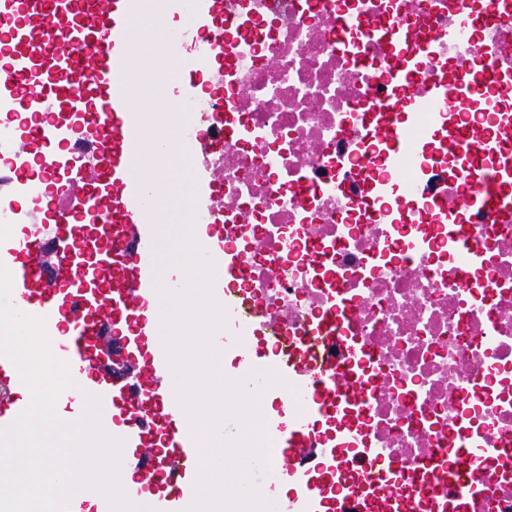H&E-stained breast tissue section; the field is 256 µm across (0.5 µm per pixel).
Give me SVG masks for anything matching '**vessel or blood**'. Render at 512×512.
Instances as JSON below:
<instances>
[{
	"label": "vessel or blood",
	"instance_id": "obj_1",
	"mask_svg": "<svg viewBox=\"0 0 512 512\" xmlns=\"http://www.w3.org/2000/svg\"><path fill=\"white\" fill-rule=\"evenodd\" d=\"M184 2L202 33L206 66L222 63L224 0ZM141 16L142 0H0V217L13 212L15 197L33 203L21 231L0 232V266L11 275L12 304L44 318L53 356L68 364L74 386L97 401L100 426L121 441L136 476L126 497L140 499L147 512H186L201 483V434L178 401L167 352L145 317L162 276L148 184L135 170L141 125L131 79L152 65L134 35ZM418 63L415 53L395 55L389 97H397ZM481 93L465 72L432 90L434 99L460 107ZM496 181L463 203L512 223V199L498 190L512 182L511 163L497 165ZM217 192L208 165L193 168V210L216 216ZM196 241L214 264L216 302L235 314L238 329L261 331L269 345V326L224 290L225 281L244 277L247 268L240 252L225 249L222 225H206ZM310 332L316 344L287 353L268 348L245 373L225 378L245 395L274 396L288 385L303 394L305 414L293 426L271 423L277 458L274 467L256 465V480L303 471L313 496L300 512H371L369 492L343 491L346 466L336 446L354 442V432L315 448L309 423L363 412L374 365L348 336V365L336 369L330 326L318 321ZM109 340L127 370L107 360ZM25 390L13 363L0 356V428L25 409ZM360 464L374 478L392 484L400 478L377 456H361ZM472 472V456L462 452V488L475 497L484 487Z\"/></svg>",
	"mask_w": 512,
	"mask_h": 512
}]
</instances>
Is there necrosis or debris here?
I'll return each mask as SVG.
<instances>
[{"label":"necrosis or debris","instance_id":"obj_1","mask_svg":"<svg viewBox=\"0 0 512 512\" xmlns=\"http://www.w3.org/2000/svg\"><path fill=\"white\" fill-rule=\"evenodd\" d=\"M400 29L420 67L392 107L406 172L392 168L375 135V107L390 74L389 34ZM475 60L485 96L468 111L428 99L462 55ZM512 69V0H224V73L213 90L224 121L252 137L225 135L207 157L223 193L226 247H246V276L231 288L273 326L302 329L332 317L331 289L349 308L337 335L356 336L381 372L364 444L402 476L408 512H512V223L466 212L487 187L489 163L428 151L469 133L512 154V112L489 77ZM435 191L415 199L412 182ZM385 192L373 194L370 182ZM481 248L472 268L448 236ZM385 254L371 266L367 258ZM496 450L472 498L454 489L455 456L471 434ZM438 453L434 472L420 465Z\"/></svg>","mask_w":512,"mask_h":512}]
</instances>
